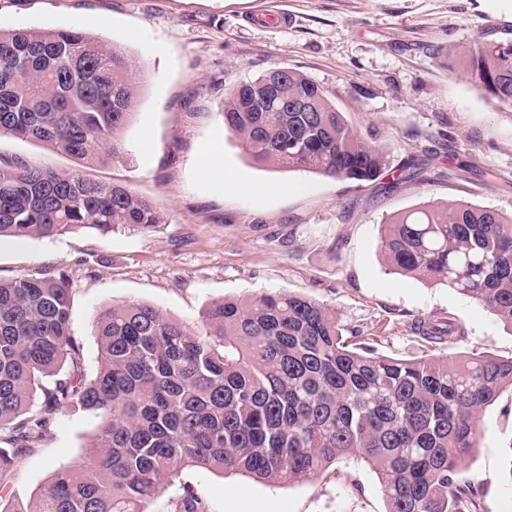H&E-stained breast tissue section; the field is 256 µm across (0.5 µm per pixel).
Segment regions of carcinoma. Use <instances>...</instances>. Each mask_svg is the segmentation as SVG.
<instances>
[{"instance_id":"obj_1","label":"carcinoma","mask_w":512,"mask_h":512,"mask_svg":"<svg viewBox=\"0 0 512 512\" xmlns=\"http://www.w3.org/2000/svg\"><path fill=\"white\" fill-rule=\"evenodd\" d=\"M466 72L488 99L512 107V44L474 40ZM137 61L80 29H0V136L49 143L86 161L119 160ZM277 94L263 112L255 95ZM308 112H287L297 95ZM224 126L250 158L334 179L372 181L387 165L325 91L290 70L238 83ZM158 205L115 183L0 164V239L89 228L145 233ZM381 249L397 273L434 281L512 326V216L469 205H424L385 225ZM65 275L0 280V486L19 458L71 409L102 419L79 468H57L38 498L0 497V512H143L179 472L203 469L298 481L350 456L376 473L386 512H480L464 463L480 414L504 386L512 357L395 359L351 346L334 313L288 292L223 299L190 326L127 301L95 325L89 373L71 333ZM430 344L462 330L415 326ZM175 512H207L186 488Z\"/></svg>"}]
</instances>
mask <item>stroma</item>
<instances>
[{
    "instance_id": "obj_1",
    "label": "stroma",
    "mask_w": 512,
    "mask_h": 512,
    "mask_svg": "<svg viewBox=\"0 0 512 512\" xmlns=\"http://www.w3.org/2000/svg\"><path fill=\"white\" fill-rule=\"evenodd\" d=\"M48 27L85 28L138 60L145 80L124 156L87 165L1 136L0 161L121 184L165 214L147 233L0 241V278L68 276L87 371L98 367L96 319L112 304L141 301L194 324L211 302L269 290L323 303L345 338L395 358L512 356L511 327L446 286L394 273L379 247L385 223L424 204L512 213V108L488 101L459 60L477 38L512 43V0H0V29ZM274 68L317 83L360 138L385 148L377 180L247 157L219 110L230 86ZM410 159L416 176L394 183ZM436 317L463 338L425 343L413 326ZM99 424L82 410L57 415L0 496L36 498L56 468L83 461ZM480 424L468 467L484 512H512V388ZM187 488L208 512L387 509L376 473L352 457L291 484L188 469L145 512H173Z\"/></svg>"
}]
</instances>
